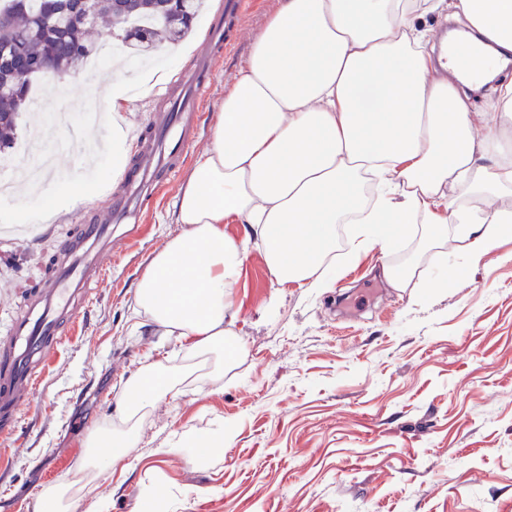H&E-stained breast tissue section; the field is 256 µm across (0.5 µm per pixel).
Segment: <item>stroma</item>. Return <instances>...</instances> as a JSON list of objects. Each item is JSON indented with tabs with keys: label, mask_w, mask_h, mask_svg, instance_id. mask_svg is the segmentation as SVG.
<instances>
[{
	"label": "stroma",
	"mask_w": 512,
	"mask_h": 512,
	"mask_svg": "<svg viewBox=\"0 0 512 512\" xmlns=\"http://www.w3.org/2000/svg\"><path fill=\"white\" fill-rule=\"evenodd\" d=\"M278 0H248L225 25L219 79L198 114L187 151L194 165L212 142L218 106ZM125 73L120 63L68 80L69 104L98 109L96 134L111 119L100 90ZM42 109L24 111L17 137L52 148L69 131L44 123L60 102L53 84ZM58 169L33 195L0 197L13 216L0 228V332L54 270L57 246L107 206V156L91 166L70 142ZM187 170L156 194L137 236L114 232L104 280L65 343L44 363L41 384L0 442V512H22L75 474L78 512H143L147 495L167 512H512V236L480 258L465 243L420 255L408 287L385 267L418 255L408 233L391 251L349 252L323 288L273 283L261 248L250 247L224 319L241 354L215 380L197 365L179 397L149 407L141 436L109 469H90L84 442L95 427L120 426L118 400L154 361H188L186 344L147 316H134L136 286L158 249L179 235L173 203ZM78 192L83 203L49 222L29 212ZM223 424L222 452L199 457L193 437Z\"/></svg>",
	"instance_id": "35a3bbf8"
}]
</instances>
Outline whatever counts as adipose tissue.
I'll use <instances>...</instances> for the list:
<instances>
[{
    "instance_id": "1",
    "label": "adipose tissue",
    "mask_w": 512,
    "mask_h": 512,
    "mask_svg": "<svg viewBox=\"0 0 512 512\" xmlns=\"http://www.w3.org/2000/svg\"><path fill=\"white\" fill-rule=\"evenodd\" d=\"M453 9L469 23L463 52L440 63L419 20ZM476 62L481 85L512 57V0H279L225 95L210 149L181 189L183 230L155 253L136 289V311L178 332L216 379L233 360L224 348L225 301L247 241L224 232L233 217L259 239L275 283L325 285L336 227L356 225L371 244L382 225L391 249L409 225L421 248L466 242L473 256L512 233V82L486 109L459 85L458 56ZM112 121V176L127 153L117 81L102 94ZM189 365H146L128 384L119 429L87 445L105 465L137 444L140 414L177 397Z\"/></svg>"
}]
</instances>
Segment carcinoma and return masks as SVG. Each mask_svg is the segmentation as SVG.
I'll return each mask as SVG.
<instances>
[{
    "instance_id": "cac0c4a2",
    "label": "carcinoma",
    "mask_w": 512,
    "mask_h": 512,
    "mask_svg": "<svg viewBox=\"0 0 512 512\" xmlns=\"http://www.w3.org/2000/svg\"><path fill=\"white\" fill-rule=\"evenodd\" d=\"M51 0H27V10L14 13L10 27L0 31V47L25 57H52L60 69H82L98 51L88 43L92 26L61 27L43 21ZM201 0H100L99 18L121 16L130 29L123 38L128 53L141 54L162 38L176 40L189 30ZM31 84L19 83L0 68V150L10 147L20 107L30 100Z\"/></svg>"
}]
</instances>
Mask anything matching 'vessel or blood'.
I'll return each instance as SVG.
<instances>
[{"label": "vessel or blood", "mask_w": 512, "mask_h": 512, "mask_svg": "<svg viewBox=\"0 0 512 512\" xmlns=\"http://www.w3.org/2000/svg\"><path fill=\"white\" fill-rule=\"evenodd\" d=\"M208 41L210 51L198 55L193 69L173 81V104L165 118L137 132L126 177L112 191L110 208L64 241L53 278L32 299L28 315L12 321L8 342L0 343L1 436L16 429L20 413L35 396L47 353L61 344L75 323L76 296H91L103 279L100 255L112 248L113 224L138 218L144 191L180 172L185 148L194 136L186 115L200 110L216 76L213 51L224 43L219 21L210 22Z\"/></svg>", "instance_id": "1"}]
</instances>
